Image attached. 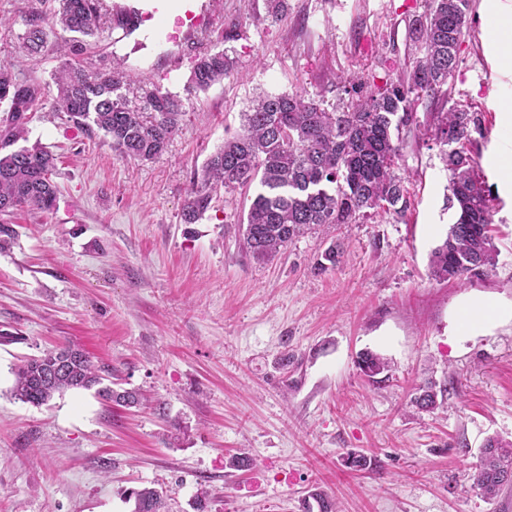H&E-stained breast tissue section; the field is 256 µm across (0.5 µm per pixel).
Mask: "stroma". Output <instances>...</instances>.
Listing matches in <instances>:
<instances>
[{
  "instance_id": "obj_1",
  "label": "stroma",
  "mask_w": 512,
  "mask_h": 512,
  "mask_svg": "<svg viewBox=\"0 0 512 512\" xmlns=\"http://www.w3.org/2000/svg\"><path fill=\"white\" fill-rule=\"evenodd\" d=\"M205 29L180 22L104 30L145 83L182 91L196 55L227 49L220 84L191 98L177 134L150 162L123 158L102 132L51 107L31 113L30 140L55 155L53 213L20 210L19 237L0 253V512H133L153 487L169 512H305L314 491L341 512H512L467 478L488 438L512 442V319L461 337L468 304L512 306V71L496 59L474 0L454 99L485 116L479 168L497 199L496 268L465 286L430 274L454 221L441 149L417 110L396 172L403 218L379 213L324 224L260 262L242 251L241 191L220 192L194 224L181 220L194 175L236 133L249 101L291 93L339 104L342 74L396 75L409 65L408 21L424 0H202ZM343 257L319 271L322 252ZM71 343L108 370L125 407L69 391L35 407L12 396L21 360ZM388 362L381 382L356 360ZM438 390L426 411L419 387ZM165 415L154 410L155 402ZM367 457L361 469L349 457ZM244 457L248 466L229 462Z\"/></svg>"
}]
</instances>
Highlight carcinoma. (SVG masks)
Wrapping results in <instances>:
<instances>
[{
  "label": "carcinoma",
  "instance_id": "1",
  "mask_svg": "<svg viewBox=\"0 0 512 512\" xmlns=\"http://www.w3.org/2000/svg\"><path fill=\"white\" fill-rule=\"evenodd\" d=\"M21 14L23 51L42 57L47 48L69 59L52 71L56 89L52 108L65 112L81 129H97L124 158L151 161L161 156L179 130L184 102L221 82L233 70L226 49L198 56L183 91L142 85L124 60L96 67L77 61L87 54L101 30L104 0H24ZM470 0H425L422 13L408 25L412 66L381 86L363 77H341L347 98L328 109L293 92L263 94L241 113L240 130L224 140L194 178L182 208V221L194 224L211 208L219 191L260 185L243 223L242 248L266 260L287 248L302 231L321 224H354L383 211L401 218L408 209L407 189L395 172L404 146L402 133L415 123V107L426 97L451 92L470 36ZM111 25L132 32L139 14H109ZM15 63L0 64V104L6 117L0 127V252L18 238L2 220L20 209L51 213L57 186L52 179L57 158L36 142L11 149L25 138L28 113L36 111L38 90L18 78ZM430 132L441 147L448 170L447 200L457 218L430 258L437 280L465 282L496 265L498 251L490 227L493 199L478 170V142L484 116L468 104L453 102L433 116ZM358 366L373 378L388 367L384 358L366 353ZM103 370L85 350L65 344L21 364L13 393L23 403L41 406L67 390L96 389L107 401L136 404L133 392L103 386ZM472 485L487 498L512 488V443L491 438ZM133 512H168L166 497L155 488L131 492Z\"/></svg>",
  "mask_w": 512,
  "mask_h": 512
}]
</instances>
